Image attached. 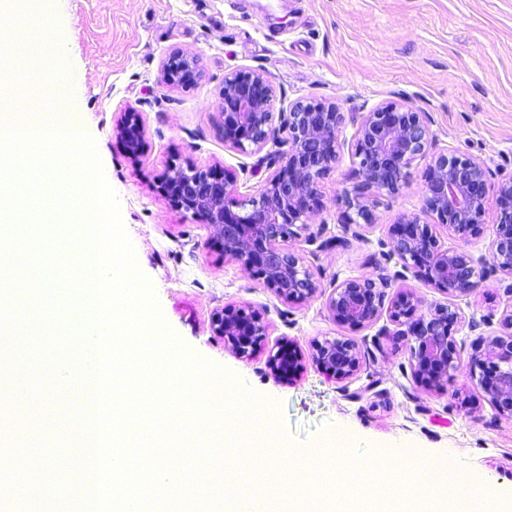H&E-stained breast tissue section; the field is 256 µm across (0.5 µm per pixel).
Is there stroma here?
Wrapping results in <instances>:
<instances>
[{
  "label": "stroma",
  "instance_id": "35a3bbf8",
  "mask_svg": "<svg viewBox=\"0 0 512 512\" xmlns=\"http://www.w3.org/2000/svg\"><path fill=\"white\" fill-rule=\"evenodd\" d=\"M0 25L5 44L60 42L68 104L95 138L105 177L119 196L122 219L140 271L152 283L164 321L191 350L226 369L238 387L275 402L269 422L288 448L316 446L336 430L351 432V462L431 461L452 456L459 470L486 483L500 501L512 500V418L488 402L461 362L452 384L426 387L411 373L410 351L388 315L353 329L328 314L325 293L351 278L393 276L382 243L390 224L421 212L427 160L413 162L407 185L381 195L375 222L355 238L343 225L342 197L359 181L355 128L344 124L337 160L321 182V207L311 232L328 240L311 264L323 292L284 304L241 264L224 259L210 242V226L180 211L158 189L171 164L235 171L244 197L257 195V155L224 142L218 128L219 91L225 73L252 69L268 75L271 107L283 111L299 99L336 102L344 115L390 103L427 113L441 146L484 161L490 182L512 174V0H45L41 14L13 4ZM175 50L197 58L204 75L190 90L167 84L162 67ZM144 125L143 152L128 158L118 130L127 113ZM47 228L21 241L30 254L29 280L46 283L55 266L80 258L76 246L50 242ZM393 290L414 291L423 305L456 310L453 334L471 343L499 334V317L512 308V275L497 273L469 295L443 294L407 276ZM233 306L259 312L267 334L249 357L212 331L214 314ZM44 341L50 360L43 377L79 400V308L47 316ZM304 355L295 377L274 376L267 366L282 338ZM345 338L360 349V369L346 379L323 373L313 361L315 341ZM39 414L28 401L0 408V457L28 453L42 475L33 489L23 474L0 469V512H78L77 485L57 479L66 460L82 461L80 424L54 393L39 394Z\"/></svg>",
  "mask_w": 512,
  "mask_h": 512
}]
</instances>
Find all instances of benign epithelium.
I'll return each mask as SVG.
<instances>
[{"label": "benign epithelium", "instance_id": "7a95c632", "mask_svg": "<svg viewBox=\"0 0 512 512\" xmlns=\"http://www.w3.org/2000/svg\"><path fill=\"white\" fill-rule=\"evenodd\" d=\"M164 74L168 82L188 89L198 76V60L173 51ZM272 97V81L264 74L239 69L224 75L218 104L224 142L250 154L270 143L280 146L259 160L258 168L268 170L259 195L237 199L236 178L227 170L176 164L160 177L158 189L193 219L216 230V246L224 258L240 263L283 303L291 304L313 298L321 288L307 256H316L327 242H318L308 221L319 210L320 183L336 159L345 116L334 102L307 99L274 114L269 111ZM352 122L360 181L342 198L345 230L362 236L361 229L374 223L379 194H396L405 187L410 166L420 158L429 159L424 206L422 213L389 228L390 256L399 260L401 270L376 281L346 279L334 284L326 308L334 321L353 329L375 322L384 312L405 325L413 376L439 385L453 377L461 361L462 344L451 329L457 313L439 303L420 315L421 301L413 291L402 289L388 300L385 288L410 272L441 293L468 295L492 273L512 275V178L490 183L479 158L437 147L425 113L404 105L362 112ZM118 134L128 156L137 158L140 116L129 113ZM438 226L462 239L490 228L489 266L480 273L468 253L445 248ZM291 240L316 249H292ZM500 324L504 333L472 341L469 363L488 402L512 418V309L502 313ZM213 331L239 355L250 356L266 335V325L255 311L226 307L214 315ZM314 350L316 365L336 379L360 368V352L348 340L326 338L316 342ZM269 367L275 376L289 377L302 368V356L287 340L270 357Z\"/></svg>", "mask_w": 512, "mask_h": 512}]
</instances>
